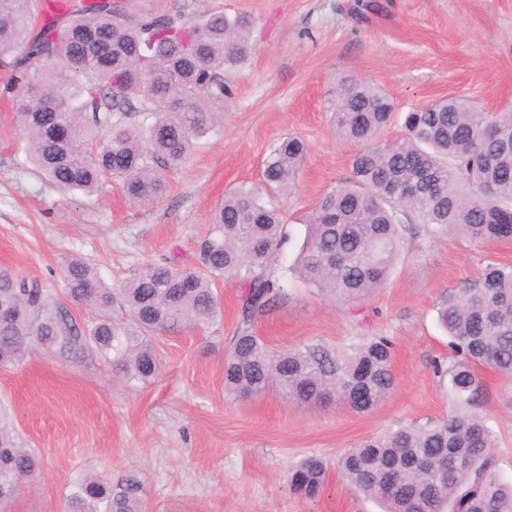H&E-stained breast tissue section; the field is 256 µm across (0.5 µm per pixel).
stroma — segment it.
<instances>
[{
    "label": "stroma",
    "instance_id": "35a3bbf8",
    "mask_svg": "<svg viewBox=\"0 0 512 512\" xmlns=\"http://www.w3.org/2000/svg\"><path fill=\"white\" fill-rule=\"evenodd\" d=\"M338 0H127L131 15L224 11L253 22L246 64L226 72L230 94L155 205L130 204L116 182L97 193L65 192L27 161L13 122L9 70L0 66V266L40 282L80 334L95 314L63 293L66 261L96 266L110 287L164 260L197 266L199 240L226 190L258 184L279 138L308 152L294 193L281 199L290 239L272 269L292 266L302 217L349 172L357 146L330 131L332 98L346 79L374 83L400 109L461 95L479 110L512 108V0H375L356 20ZM512 264V240L475 244L453 233L405 238L386 284L340 300L299 278L252 330L275 352L306 346L330 355L384 335L395 345L394 387L358 413L334 399L304 406L278 389L249 398L224 393V362L241 325L245 288L220 278L222 313L155 335L157 376L130 384L94 351L32 344L18 366L0 369V409L19 443L40 461L9 512H68L75 479L99 475L140 512H379L342 476L339 462L363 438L447 415L433 372L448 356L437 320L441 295L475 278L488 261ZM478 411L494 439L495 470L512 481V382L485 372ZM316 455L328 466L323 493L288 484L291 468Z\"/></svg>",
    "mask_w": 512,
    "mask_h": 512
}]
</instances>
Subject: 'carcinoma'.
Listing matches in <instances>:
<instances>
[{"label":"carcinoma","instance_id":"1","mask_svg":"<svg viewBox=\"0 0 512 512\" xmlns=\"http://www.w3.org/2000/svg\"><path fill=\"white\" fill-rule=\"evenodd\" d=\"M249 22L213 13L202 20L151 14L134 18L126 0H76L37 18L30 0H0V57L16 50L13 83L41 72L36 102L24 98L15 121L27 159L67 191L93 193L107 181L146 206L167 192L166 172L180 168L195 141L214 122L213 104L230 95L224 71L249 54ZM150 122L133 124L114 113L134 109ZM398 119L405 133L382 141ZM333 131L360 145L350 173L307 216L308 233L296 266L319 294L358 298L382 287L401 242L421 224L453 231L474 243L512 239V109L488 113L461 97L395 110L382 89L363 80L340 88ZM307 147L285 137L270 150L265 186L290 194ZM289 238L279 208L253 187L224 194L208 236L199 244L200 269L171 262L132 272L110 288L93 265L66 263L64 293L97 313L89 336L49 305L36 281L0 268V368L25 358L33 341L61 348L88 341L129 382L146 384L158 372L152 335L182 322L208 324L221 314L213 280L246 286L243 328L224 363V391L248 397L270 387L304 404L337 396L367 412L393 387V341L372 336L341 358L316 348L271 351L249 326L286 297L288 274L271 272ZM451 359L435 364L453 410L423 426L398 425L357 443L342 461L346 481L381 512H512V483L492 470L493 440L476 412L482 371L512 378V264L487 262L477 280L450 288L438 309ZM38 458L18 446L0 423V486L15 497L39 472ZM327 467L316 456L289 475L307 498L320 495ZM69 512H139L112 485L87 475L73 485Z\"/></svg>","mask_w":512,"mask_h":512}]
</instances>
